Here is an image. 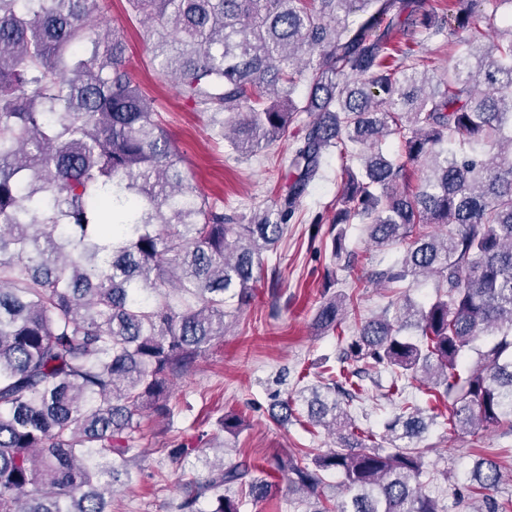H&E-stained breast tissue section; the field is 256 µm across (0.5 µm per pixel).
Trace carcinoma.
Returning a JSON list of instances; mask_svg holds the SVG:
<instances>
[{
	"label": "carcinoma",
	"instance_id": "obj_1",
	"mask_svg": "<svg viewBox=\"0 0 512 512\" xmlns=\"http://www.w3.org/2000/svg\"><path fill=\"white\" fill-rule=\"evenodd\" d=\"M487 2L512 9L128 0L159 75L233 151L267 147L314 113L288 157L287 192L239 224L182 166L125 40L94 29L107 0H0V512H112L141 472V414L173 416L171 382L255 300L266 253L333 149L343 160L334 224L359 220L371 243L405 245L372 278L386 288L437 278L432 300L402 293L394 314L364 321L344 347L343 360L390 374V447L366 444L375 434L350 409L363 388L330 373L281 401L276 418L300 416L337 447L279 454L262 478L245 459L181 443L172 459L202 473L184 482L177 510L241 512L225 491L245 485L264 499L282 474L312 500L307 512H445L423 490L422 450L397 444L437 419L424 420L406 384L447 400L454 432L512 433V22L481 28ZM450 14L456 51L431 73L418 47L445 34ZM389 136L427 170L416 185L384 157ZM350 303L322 302L315 325L336 331ZM480 336L491 340L477 349ZM218 426L237 435L245 420L226 414ZM333 472L341 501L324 492ZM499 478L487 456L465 475L473 494Z\"/></svg>",
	"mask_w": 512,
	"mask_h": 512
}]
</instances>
